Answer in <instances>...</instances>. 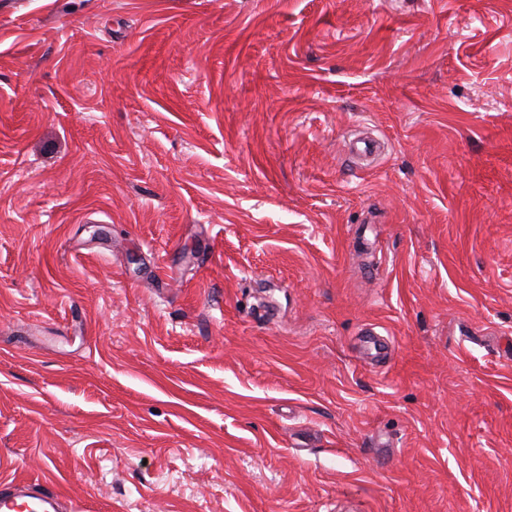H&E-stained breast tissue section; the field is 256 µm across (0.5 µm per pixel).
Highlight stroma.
I'll use <instances>...</instances> for the list:
<instances>
[{
	"label": "stroma",
	"instance_id": "35a3bbf8",
	"mask_svg": "<svg viewBox=\"0 0 512 512\" xmlns=\"http://www.w3.org/2000/svg\"><path fill=\"white\" fill-rule=\"evenodd\" d=\"M16 480L512 512V0H0Z\"/></svg>",
	"mask_w": 512,
	"mask_h": 512
}]
</instances>
